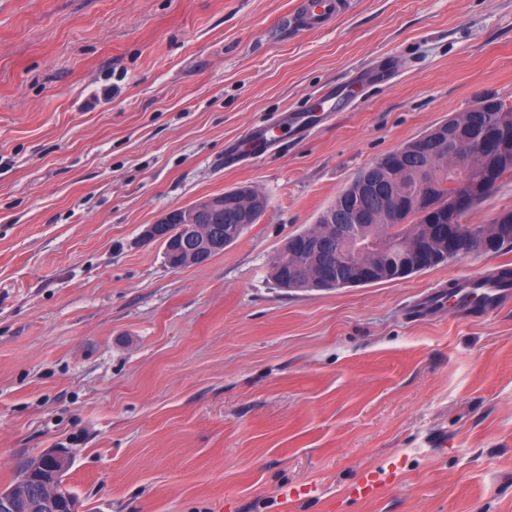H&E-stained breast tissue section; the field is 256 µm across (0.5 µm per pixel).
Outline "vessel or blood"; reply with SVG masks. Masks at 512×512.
Returning a JSON list of instances; mask_svg holds the SVG:
<instances>
[{
  "label": "vessel or blood",
  "instance_id": "vessel-or-blood-1",
  "mask_svg": "<svg viewBox=\"0 0 512 512\" xmlns=\"http://www.w3.org/2000/svg\"><path fill=\"white\" fill-rule=\"evenodd\" d=\"M349 0H297L295 10L283 20L285 28L296 31L319 30L329 25L348 7ZM321 113L300 110L288 118L261 121L250 127L242 142L232 144L224 156V165L234 168L243 161L254 162L275 153L280 131L304 135L319 126ZM454 304L461 320L483 318L512 304V287L488 277H461L455 289L432 288L413 304V314L434 320L443 315L446 304Z\"/></svg>",
  "mask_w": 512,
  "mask_h": 512
}]
</instances>
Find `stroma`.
<instances>
[{
  "label": "stroma",
  "mask_w": 512,
  "mask_h": 512,
  "mask_svg": "<svg viewBox=\"0 0 512 512\" xmlns=\"http://www.w3.org/2000/svg\"><path fill=\"white\" fill-rule=\"evenodd\" d=\"M296 2L0 0V487L56 447L78 512H512V304L409 314L512 246L357 288L269 277L362 168L484 90L512 105V0H350L292 33ZM363 68L355 108L225 170ZM244 185L268 207L207 263L142 239Z\"/></svg>",
  "instance_id": "stroma-1"
}]
</instances>
